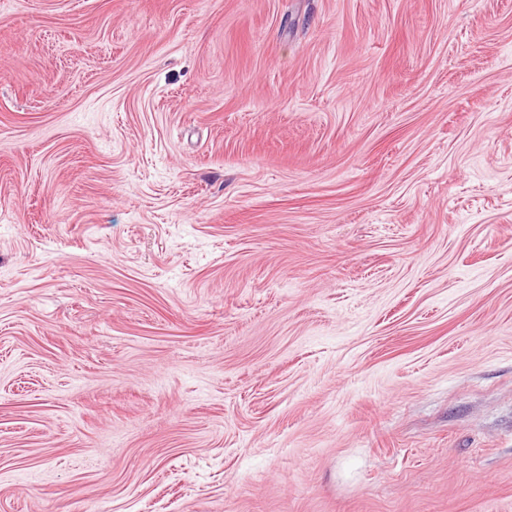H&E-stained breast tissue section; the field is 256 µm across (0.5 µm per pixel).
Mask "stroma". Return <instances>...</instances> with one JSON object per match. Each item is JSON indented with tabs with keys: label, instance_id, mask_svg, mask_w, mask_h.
Wrapping results in <instances>:
<instances>
[{
	"label": "stroma",
	"instance_id": "1",
	"mask_svg": "<svg viewBox=\"0 0 512 512\" xmlns=\"http://www.w3.org/2000/svg\"><path fill=\"white\" fill-rule=\"evenodd\" d=\"M0 512H512V0H0Z\"/></svg>",
	"mask_w": 512,
	"mask_h": 512
}]
</instances>
